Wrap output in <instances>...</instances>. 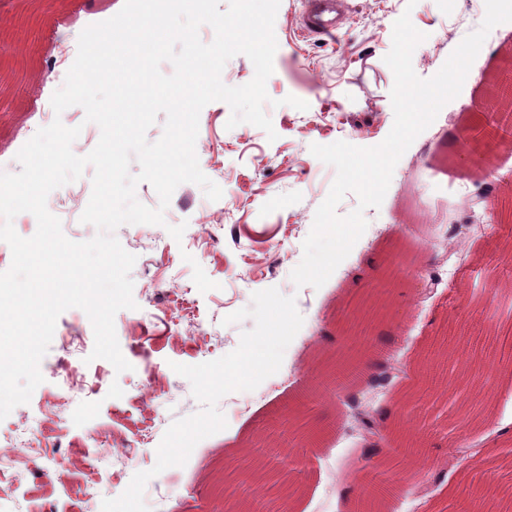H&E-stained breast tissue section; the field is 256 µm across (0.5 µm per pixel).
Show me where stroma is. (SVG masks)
<instances>
[{
	"label": "stroma",
	"instance_id": "stroma-1",
	"mask_svg": "<svg viewBox=\"0 0 512 512\" xmlns=\"http://www.w3.org/2000/svg\"><path fill=\"white\" fill-rule=\"evenodd\" d=\"M349 3L350 18L331 39L304 29L305 0H281L274 72L266 84L277 101L266 109L276 140L247 123L227 128L231 109L225 102L202 109L196 154L202 172L222 188L220 200L185 183L171 197L165 226L116 230L136 257L131 278L137 307L114 319L131 368L119 373L106 360H90L94 332L81 309L59 316L40 363L43 383L28 404L0 421V512H101L103 499L120 496L135 473L153 470L169 426L201 408L173 364L196 365L236 349L254 321L227 326L224 318L271 287L295 297L304 318L279 371L256 389L219 401L226 429L201 440L184 466L155 473L144 491L149 512H224L225 495L241 491L225 481L226 464L242 461L243 448L266 436L271 445L264 455L288 448L289 468L306 486L294 512H352L365 472L363 443L319 360L353 350L357 363L372 368L400 364L392 384L367 395L365 406L383 409L387 426L407 422L419 430L420 451L430 461L418 474L402 464V450L391 449L387 474L407 491L390 512H442L450 490L465 499L475 484L512 491V388L497 389L492 417L479 430L467 421L483 382H461L464 405L444 393L449 376L459 372L444 353L450 344L465 346L480 371L494 365L498 378H512V361L494 360L501 344L512 345V146L480 136L498 126L500 114L490 100L501 55L512 47V22L489 32L478 76L465 79L460 94L403 154L381 206L365 210L367 228L350 254L321 288L306 294L291 273L336 177L334 167L312 155L311 145L372 147L388 135L394 76L384 57L402 14L425 35L412 59L423 79L440 70L485 15L484 0H418L412 7L407 0ZM123 4L57 0L44 15L35 0H0V31L11 34L13 23L26 21L36 36L27 60L0 57V65L20 79L0 90V165L13 162L42 128V108L63 86L80 32ZM290 95L307 102V110L285 105ZM92 175L85 169L47 199L74 241L97 233L80 221ZM488 183L494 186L489 209L476 201ZM180 223L186 229L177 241L166 227ZM414 264L433 278L432 293L421 294L419 279L409 275ZM197 265L216 289H197ZM384 274L390 291L369 325L362 355L342 325L355 304L372 299ZM63 358L72 374L59 369ZM303 392L307 421L332 431L323 447L305 448L266 432L289 399ZM90 485L96 495L89 500Z\"/></svg>",
	"mask_w": 512,
	"mask_h": 512
}]
</instances>
